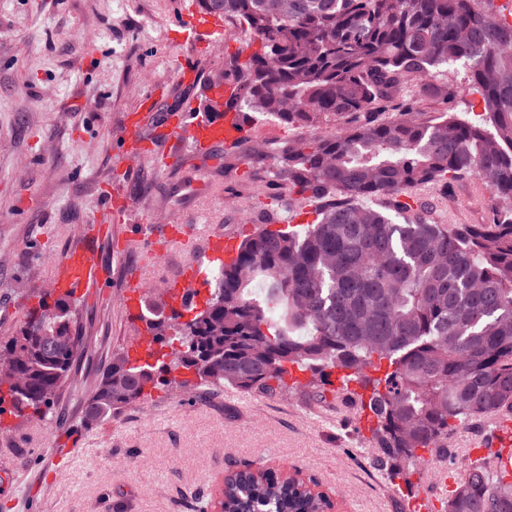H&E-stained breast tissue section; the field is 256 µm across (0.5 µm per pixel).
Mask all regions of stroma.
<instances>
[{
    "instance_id": "obj_1",
    "label": "stroma",
    "mask_w": 512,
    "mask_h": 512,
    "mask_svg": "<svg viewBox=\"0 0 512 512\" xmlns=\"http://www.w3.org/2000/svg\"><path fill=\"white\" fill-rule=\"evenodd\" d=\"M228 51L248 56V35L191 0H0V337L18 335L71 248L89 243L100 272L75 302L85 351L69 386L46 420L10 417L0 431V512H218L225 479L246 469L296 477L331 512H408L355 412L329 391L157 390L82 423L86 396L139 326L125 308L129 281L177 276L209 233L241 239L266 221L267 204L288 217L274 158L253 145L284 146L294 131L261 117L238 147L206 153L170 134ZM186 66L195 80L182 79ZM421 196L444 223L488 220L475 180ZM165 224L198 230L144 269L139 232Z\"/></svg>"
}]
</instances>
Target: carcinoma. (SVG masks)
Here are the masks:
<instances>
[{
  "mask_svg": "<svg viewBox=\"0 0 512 512\" xmlns=\"http://www.w3.org/2000/svg\"><path fill=\"white\" fill-rule=\"evenodd\" d=\"M200 13L249 33L242 60L224 52L232 88L205 112L246 127L271 116L306 134L275 155L296 196L288 225L244 235L208 271L202 303H144L146 335L112 355L86 398L100 424L157 389L268 396L336 390L365 414V441L390 479L433 456L472 422L512 421V10L494 0H197ZM458 62L468 110L420 117L397 101ZM332 124L336 133L311 131ZM473 178L491 194L486 224L423 217L414 191ZM264 286L257 295L253 284ZM69 296L0 343V416H45L82 354ZM223 512H322L302 484L269 473L225 483ZM441 512H512V448L468 460Z\"/></svg>",
  "mask_w": 512,
  "mask_h": 512,
  "instance_id": "carcinoma-1",
  "label": "carcinoma"
}]
</instances>
